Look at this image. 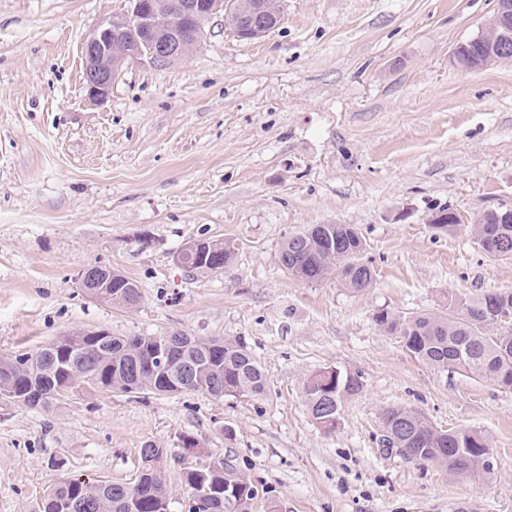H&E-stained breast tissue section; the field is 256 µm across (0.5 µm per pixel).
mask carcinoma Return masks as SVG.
<instances>
[{
    "label": "carcinoma",
    "instance_id": "cac0c4a2",
    "mask_svg": "<svg viewBox=\"0 0 512 512\" xmlns=\"http://www.w3.org/2000/svg\"><path fill=\"white\" fill-rule=\"evenodd\" d=\"M488 210L470 225L473 242L486 255L512 258V223L499 221ZM365 241L353 224H314L288 237L280 250V262L294 278L307 283L336 279L359 292L372 285L373 268L362 260ZM99 301L131 308L140 301L138 285L126 276L99 289ZM512 310V289H489L458 303L448 297L437 313L408 318L382 310L376 325L399 336L415 358L440 369H457L501 388L512 389V319L499 325L491 314ZM167 352L156 361L155 353ZM91 380L101 390L150 391L173 394L204 391L225 396L260 394L266 387L263 368L239 341L202 339L174 332L172 336H114L106 330L72 332L34 353L4 359L0 367V395L22 394L35 383L42 398L23 403L28 408H48L57 403V388L80 387ZM363 387L360 377L326 368L309 378L305 394L316 424L326 431L338 426L344 400ZM383 430L397 436L416 461H434L467 477L491 479L495 467L481 458L490 447L481 432L442 430L421 411L392 407L383 414ZM163 448L141 453L139 482L112 483L68 478L44 496L39 512H172L167 477L162 466ZM182 480L189 488L184 512H249L256 490L244 477L219 462L203 468L185 467Z\"/></svg>",
    "mask_w": 512,
    "mask_h": 512
}]
</instances>
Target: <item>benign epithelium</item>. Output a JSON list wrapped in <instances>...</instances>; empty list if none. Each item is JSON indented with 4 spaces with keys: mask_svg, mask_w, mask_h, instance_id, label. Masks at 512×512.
Wrapping results in <instances>:
<instances>
[{
    "mask_svg": "<svg viewBox=\"0 0 512 512\" xmlns=\"http://www.w3.org/2000/svg\"><path fill=\"white\" fill-rule=\"evenodd\" d=\"M171 9L169 14L159 13L153 0H130L126 12L101 21L88 33L82 43L83 79L92 98L109 95L113 80L129 60L164 64L180 55L184 39L180 22L193 26L191 36L199 41L203 21L224 10V0H172ZM278 20L265 0H253L243 15V32L250 39L261 38ZM489 21L496 24V36L479 61L481 67L504 59V47L512 42V0H496ZM111 281L110 269L87 266L81 272V288L91 300Z\"/></svg>",
    "mask_w": 512,
    "mask_h": 512,
    "instance_id": "obj_1",
    "label": "benign epithelium"
}]
</instances>
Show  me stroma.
I'll return each mask as SVG.
<instances>
[{
	"mask_svg": "<svg viewBox=\"0 0 512 512\" xmlns=\"http://www.w3.org/2000/svg\"><path fill=\"white\" fill-rule=\"evenodd\" d=\"M127 0H0V356L59 336L180 331L246 344L263 394L221 399L84 393L52 408L0 399V512H37L69 476L134 481L146 444L165 448L174 503L189 435L256 490L252 512H512V390L414 358L376 325L442 309L447 296L512 289V259L486 256L469 226L512 208V60L466 69L452 50L495 0H282L261 39L223 14L167 65L130 63L105 101L83 84L80 48ZM441 207L461 223L432 227ZM314 224H352L371 288L307 283L279 261ZM235 252L197 275L176 260L194 239ZM90 265L135 281L121 310L88 299ZM359 375L327 432L305 385ZM392 406L490 441L493 480L382 447Z\"/></svg>",
	"mask_w": 512,
	"mask_h": 512,
	"instance_id": "obj_1",
	"label": "stroma"
}]
</instances>
